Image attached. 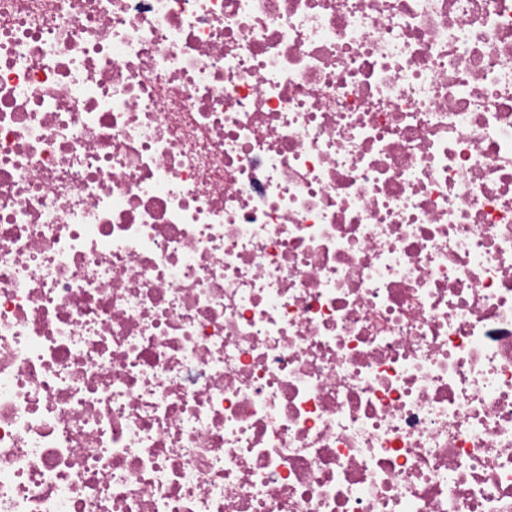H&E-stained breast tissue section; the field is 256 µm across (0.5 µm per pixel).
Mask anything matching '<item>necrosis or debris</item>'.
<instances>
[{
    "instance_id": "4bbe7bcc",
    "label": "necrosis or debris",
    "mask_w": 512,
    "mask_h": 512,
    "mask_svg": "<svg viewBox=\"0 0 512 512\" xmlns=\"http://www.w3.org/2000/svg\"><path fill=\"white\" fill-rule=\"evenodd\" d=\"M0 512H512V0H0Z\"/></svg>"
}]
</instances>
